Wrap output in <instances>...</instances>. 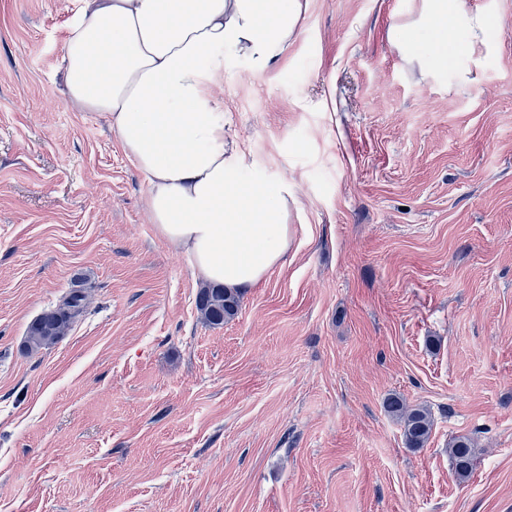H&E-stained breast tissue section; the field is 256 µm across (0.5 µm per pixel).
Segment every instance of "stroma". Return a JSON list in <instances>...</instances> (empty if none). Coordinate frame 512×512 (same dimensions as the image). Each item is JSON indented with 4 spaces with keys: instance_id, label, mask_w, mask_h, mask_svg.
Wrapping results in <instances>:
<instances>
[{
    "instance_id": "35a3bbf8",
    "label": "stroma",
    "mask_w": 512,
    "mask_h": 512,
    "mask_svg": "<svg viewBox=\"0 0 512 512\" xmlns=\"http://www.w3.org/2000/svg\"><path fill=\"white\" fill-rule=\"evenodd\" d=\"M469 2L498 39L471 84L393 45L418 0H308L260 74L223 50L240 179L286 175L297 206L213 327L143 175L66 99L79 0H0V512H512V6ZM393 394L429 409L424 448ZM86 295L83 288H71L54 308L44 310L29 322L25 348L38 351L60 342L75 320L84 313ZM385 408L389 414L402 423L403 437L407 448H423L427 443L432 423L427 410L420 406L411 407L398 396L388 397ZM448 452L453 460L458 480L464 481L473 469L474 448L467 437H457L449 444Z\"/></svg>"
}]
</instances>
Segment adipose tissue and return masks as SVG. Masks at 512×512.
<instances>
[{
	"instance_id": "adipose-tissue-1",
	"label": "adipose tissue",
	"mask_w": 512,
	"mask_h": 512,
	"mask_svg": "<svg viewBox=\"0 0 512 512\" xmlns=\"http://www.w3.org/2000/svg\"><path fill=\"white\" fill-rule=\"evenodd\" d=\"M305 0H80L63 44L68 102L107 116L148 184L151 222L181 247L208 283L247 288L283 264L294 236L288 180L243 183L248 152L224 129V64L230 47L264 72L296 37ZM392 37L428 75L448 70L464 41L473 64L496 40L467 0H420Z\"/></svg>"
}]
</instances>
